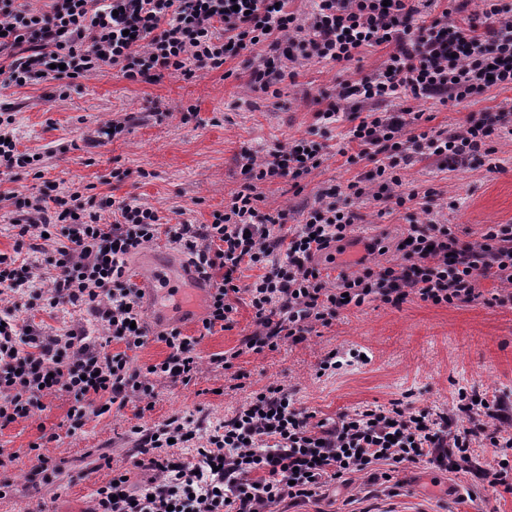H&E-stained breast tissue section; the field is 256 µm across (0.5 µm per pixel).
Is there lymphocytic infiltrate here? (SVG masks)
I'll return each mask as SVG.
<instances>
[{
	"mask_svg": "<svg viewBox=\"0 0 512 512\" xmlns=\"http://www.w3.org/2000/svg\"><path fill=\"white\" fill-rule=\"evenodd\" d=\"M51 2L44 12L0 0V54L11 58L9 83L75 80L107 68L132 82L191 79L247 51L250 85L266 93L286 63H348L383 44L391 51L373 72L342 82L319 113L327 124L348 113L349 140L371 169L345 189L319 191L298 224H289L287 211L264 213L259 204L261 185L285 179L297 189L320 167L323 145L303 138L260 156L244 154L243 187L207 224L171 225L151 207L108 197L88 201L76 189L58 190L51 199L11 195L15 246L0 252V427L31 419L46 398L65 393L72 399L67 421L73 433L106 408L150 402L157 380L197 384L203 374L197 347L214 328L232 329L233 300L241 294L255 315L242 346L255 354L306 341L350 305L396 306L412 296L435 305L471 303L481 297L478 282L489 278L504 287L496 302L512 304V224L489 225L474 241L460 240L447 224H413L397 246V260L332 282L312 263L315 254L349 238L359 219L352 200H372L386 214L412 207L418 196H434L431 188L421 195L404 191L400 167L412 156L451 169L481 157L496 170L491 142L512 131L511 108L426 130L413 108L378 112L374 106L393 98L457 105L493 86L512 89V10L499 0H479L474 14L460 0L429 22L420 20L414 0H315L304 22L288 11V0ZM54 232L64 244L51 246ZM162 235L188 255L212 292L198 335L159 332L168 355L137 368L130 353L148 336L127 258ZM245 265L260 273L244 285L238 273ZM41 298L53 309L84 306L99 336L89 337L81 325L52 334L18 322L14 310ZM511 428L505 398L477 399L465 391L448 412L394 401L343 414L329 426L295 408L287 389L271 383L206 440L180 416L137 431L135 463L152 471L153 480L134 494L122 474L108 473L95 491L94 512H268L287 499L315 498L328 483L381 464L425 461L465 469L474 443L511 448ZM191 444L197 447L194 465L169 452Z\"/></svg>",
	"mask_w": 512,
	"mask_h": 512,
	"instance_id": "lymphocytic-infiltrate-1",
	"label": "lymphocytic infiltrate"
}]
</instances>
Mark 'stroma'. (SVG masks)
Wrapping results in <instances>:
<instances>
[{"mask_svg":"<svg viewBox=\"0 0 512 512\" xmlns=\"http://www.w3.org/2000/svg\"><path fill=\"white\" fill-rule=\"evenodd\" d=\"M388 47L364 49L346 64L302 61L293 64L294 78L282 80L278 95L253 90L249 84V52L229 59L224 70L185 80L164 77L155 83L130 82L107 71L68 86L49 80L18 87L0 75V103L15 114L14 135L19 150L40 156L37 169H20L0 179V199L24 190L36 192L65 182L80 185L84 197L106 196L144 204L166 221L178 224L211 222L245 177L241 154H263L275 143L307 138L327 144L322 165L295 192L287 181L262 186L261 212L288 210L291 217L314 204L319 190L347 183L371 168L368 161L347 163L357 152L349 141L347 116L326 125L317 113L339 82L372 72L386 58ZM512 102V90L493 87L475 100L456 106L435 99L414 102L435 127L464 123L467 115L498 109ZM198 118L182 123L187 107ZM130 117L125 131L99 136L109 121ZM499 171H488L474 160L446 170L431 159L413 157L402 169L404 190L435 188L439 199L431 214L420 207L378 215L372 204L353 200L352 208L369 224V240L379 249L366 253L363 243H345L334 260L316 256L329 278L357 269L360 259L375 263L395 260L397 245L410 221L433 218L451 225L464 241L477 238L490 224H512V134L495 138ZM115 168L128 178L112 179ZM497 283L481 281L482 300L456 306L413 299L393 307L379 302L341 310L330 325L317 327L308 340L261 355L241 352L243 336L254 330V311L247 297L236 303L235 324L203 338L197 350L203 361L217 354H234L231 369L210 366L198 384L183 387L158 381L150 410L139 403L90 418L76 434L65 428L71 400L49 398L35 418L0 429V453L9 455L11 486L0 497V512H93L95 490L103 463L128 472V488L139 493L149 483V471L134 467L132 428L153 429L172 416L199 421L200 435L232 417L264 385L278 383L297 407L334 423L339 416L365 406H388L399 400L417 408L449 410L458 389L484 397L512 394V306L492 303ZM19 321L34 322L55 332L71 324L99 328L85 312L70 306L60 310L18 309ZM336 367L325 375L317 370L328 354ZM58 433L48 454L59 472L55 483H35V460L28 452L42 432ZM275 512H512V492L488 487L472 471L450 472L427 462L399 466L391 480L368 473L352 475L348 483L331 485L316 499L283 501Z\"/></svg>","mask_w":512,"mask_h":512,"instance_id":"1","label":"stroma"}]
</instances>
